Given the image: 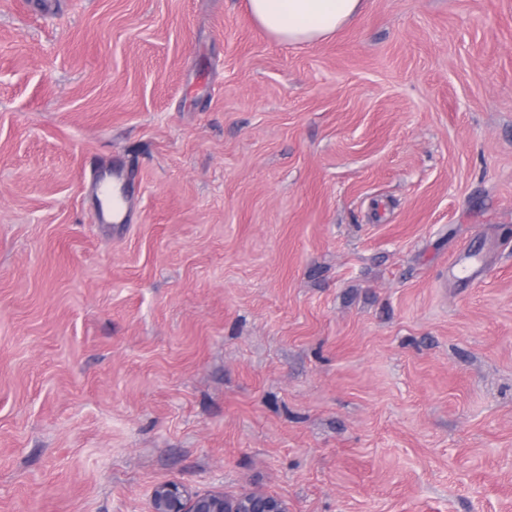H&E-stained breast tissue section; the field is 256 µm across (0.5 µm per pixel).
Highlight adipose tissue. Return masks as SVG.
I'll return each instance as SVG.
<instances>
[{
	"instance_id": "adipose-tissue-1",
	"label": "adipose tissue",
	"mask_w": 512,
	"mask_h": 512,
	"mask_svg": "<svg viewBox=\"0 0 512 512\" xmlns=\"http://www.w3.org/2000/svg\"><path fill=\"white\" fill-rule=\"evenodd\" d=\"M361 4L362 0H248L255 23L286 46L334 35L360 12Z\"/></svg>"
}]
</instances>
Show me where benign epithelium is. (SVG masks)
Returning a JSON list of instances; mask_svg holds the SVG:
<instances>
[{"instance_id":"7a95c632","label":"benign epithelium","mask_w":512,"mask_h":512,"mask_svg":"<svg viewBox=\"0 0 512 512\" xmlns=\"http://www.w3.org/2000/svg\"><path fill=\"white\" fill-rule=\"evenodd\" d=\"M151 512H288L280 498L251 493L230 499L219 491L193 492L171 482L155 484L150 493Z\"/></svg>"}]
</instances>
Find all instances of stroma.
Listing matches in <instances>:
<instances>
[{
    "mask_svg": "<svg viewBox=\"0 0 512 512\" xmlns=\"http://www.w3.org/2000/svg\"><path fill=\"white\" fill-rule=\"evenodd\" d=\"M247 2L0 0V512H512V0ZM362 0H249L255 23L286 46L330 37L361 10ZM99 201V222L101 224H123L126 218V208L114 200L112 193V181L109 179L97 180L94 184ZM151 512H288L280 498L264 493H251L236 499L223 492H193L171 482L155 484L150 493Z\"/></svg>",
    "mask_w": 512,
    "mask_h": 512,
    "instance_id": "stroma-1",
    "label": "stroma"
}]
</instances>
